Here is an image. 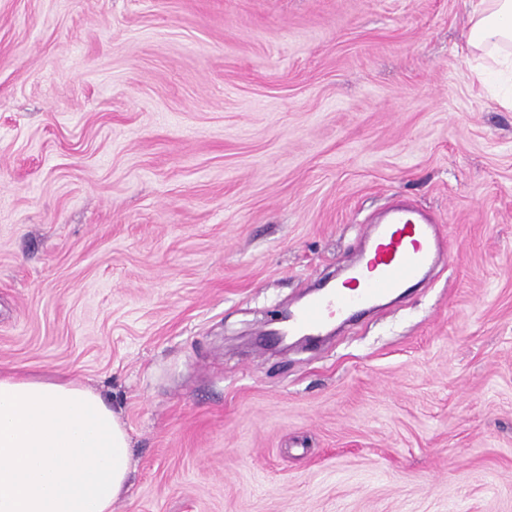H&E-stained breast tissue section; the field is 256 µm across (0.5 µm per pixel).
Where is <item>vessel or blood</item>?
Instances as JSON below:
<instances>
[{
  "instance_id": "obj_1",
  "label": "vessel or blood",
  "mask_w": 512,
  "mask_h": 512,
  "mask_svg": "<svg viewBox=\"0 0 512 512\" xmlns=\"http://www.w3.org/2000/svg\"><path fill=\"white\" fill-rule=\"evenodd\" d=\"M369 248L346 265L347 278L301 305L288 324L302 336L332 319L370 305L418 279L430 263L440 239L432 219L409 205H396L363 232Z\"/></svg>"
}]
</instances>
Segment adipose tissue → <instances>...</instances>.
<instances>
[{"label":"adipose tissue","instance_id":"adipose-tissue-1","mask_svg":"<svg viewBox=\"0 0 512 512\" xmlns=\"http://www.w3.org/2000/svg\"><path fill=\"white\" fill-rule=\"evenodd\" d=\"M469 51L512 53V0H470ZM130 439L99 392L67 377L0 369V512H112Z\"/></svg>","mask_w":512,"mask_h":512}]
</instances>
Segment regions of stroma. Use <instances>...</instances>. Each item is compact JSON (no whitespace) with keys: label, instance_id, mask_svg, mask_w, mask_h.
Returning a JSON list of instances; mask_svg holds the SVG:
<instances>
[{"label":"stroma","instance_id":"1","mask_svg":"<svg viewBox=\"0 0 512 512\" xmlns=\"http://www.w3.org/2000/svg\"><path fill=\"white\" fill-rule=\"evenodd\" d=\"M469 0H0V367L104 394L112 512H512V81ZM424 287L280 352L397 202Z\"/></svg>","mask_w":512,"mask_h":512}]
</instances>
